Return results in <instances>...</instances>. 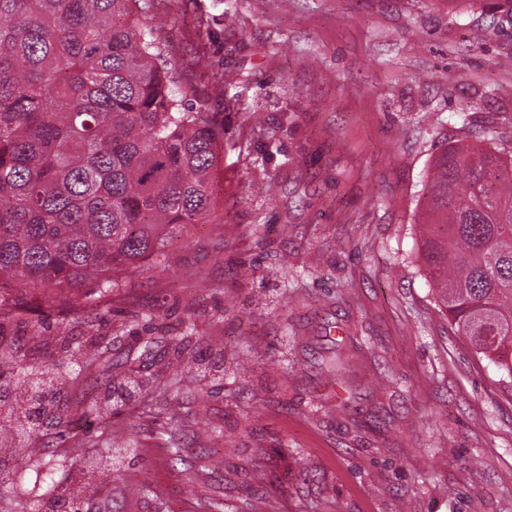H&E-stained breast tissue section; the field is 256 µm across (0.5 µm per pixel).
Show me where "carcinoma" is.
<instances>
[{
  "instance_id": "1",
  "label": "carcinoma",
  "mask_w": 512,
  "mask_h": 512,
  "mask_svg": "<svg viewBox=\"0 0 512 512\" xmlns=\"http://www.w3.org/2000/svg\"><path fill=\"white\" fill-rule=\"evenodd\" d=\"M160 29L143 0H0V280L110 292L186 225L224 223V120L173 80ZM420 258L448 324L512 379V149L435 156Z\"/></svg>"
}]
</instances>
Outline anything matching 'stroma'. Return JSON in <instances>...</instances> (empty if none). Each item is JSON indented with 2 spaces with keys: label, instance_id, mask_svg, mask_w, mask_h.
<instances>
[{
  "label": "stroma",
  "instance_id": "1",
  "mask_svg": "<svg viewBox=\"0 0 512 512\" xmlns=\"http://www.w3.org/2000/svg\"><path fill=\"white\" fill-rule=\"evenodd\" d=\"M149 5L176 76L224 115V223L109 292L0 282V354L52 368L88 441L75 466L54 421L36 441L0 426V458L39 456L0 512L61 484L81 512H512V386L418 257L435 155L512 147V0ZM191 357L206 376L170 385ZM259 456L282 491L251 492Z\"/></svg>",
  "mask_w": 512,
  "mask_h": 512
}]
</instances>
